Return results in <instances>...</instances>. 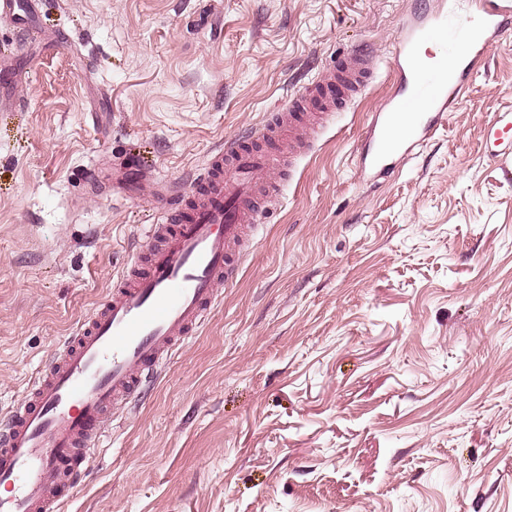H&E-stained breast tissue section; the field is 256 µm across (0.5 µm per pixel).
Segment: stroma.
Returning a JSON list of instances; mask_svg holds the SVG:
<instances>
[{
	"instance_id": "obj_1",
	"label": "stroma",
	"mask_w": 512,
	"mask_h": 512,
	"mask_svg": "<svg viewBox=\"0 0 512 512\" xmlns=\"http://www.w3.org/2000/svg\"><path fill=\"white\" fill-rule=\"evenodd\" d=\"M0 21V413L145 252L166 191L353 50L379 79L301 159L201 332L61 512H512V36L436 135L360 169L429 0H36ZM125 169L126 192L91 180Z\"/></svg>"
}]
</instances>
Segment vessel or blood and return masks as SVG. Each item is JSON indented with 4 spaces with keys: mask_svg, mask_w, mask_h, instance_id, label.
I'll use <instances>...</instances> for the list:
<instances>
[{
    "mask_svg": "<svg viewBox=\"0 0 512 512\" xmlns=\"http://www.w3.org/2000/svg\"><path fill=\"white\" fill-rule=\"evenodd\" d=\"M450 0L414 14L395 41L388 109L367 125L361 167L396 157L443 126L449 102L512 34V0ZM367 54L351 51L253 134L225 139L146 232L148 254L116 277L102 304L54 351L20 402L0 415V512H60L115 414L205 322L220 285L239 274L278 184L315 137L371 86Z\"/></svg>",
    "mask_w": 512,
    "mask_h": 512,
    "instance_id": "vessel-or-blood-1",
    "label": "vessel or blood"
}]
</instances>
